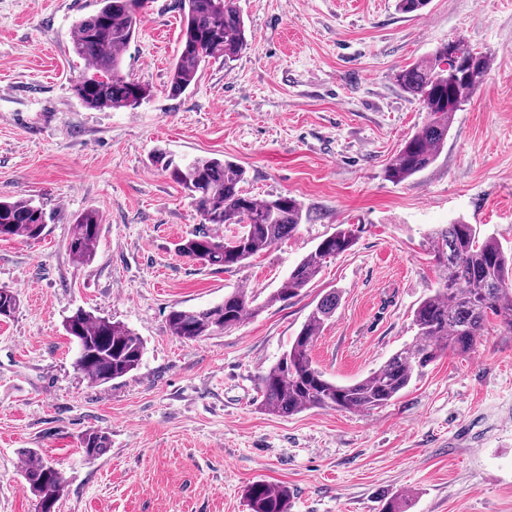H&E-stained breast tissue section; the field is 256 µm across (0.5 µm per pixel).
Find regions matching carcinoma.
<instances>
[{
	"label": "carcinoma",
	"mask_w": 512,
	"mask_h": 512,
	"mask_svg": "<svg viewBox=\"0 0 512 512\" xmlns=\"http://www.w3.org/2000/svg\"><path fill=\"white\" fill-rule=\"evenodd\" d=\"M145 0H99L93 14L80 19L72 38L75 56L100 75L73 81L72 94L92 109H134L150 96L148 85L124 71L123 54L134 39ZM183 22L180 45L166 84L168 94H183L205 65L223 60L229 65L248 44L245 21L235 0H181ZM468 65L448 64V43L429 55L397 69L396 84L426 112L424 125L407 138L385 168L387 178L400 183L434 165L448 141L456 112L484 84L489 58L459 39ZM152 164L178 184L202 223L239 224L230 239L199 231L177 244L180 255L218 269L244 265L291 236L303 217L302 203L288 195L256 197L243 188L245 172L218 158L195 157L177 162L166 152L154 154ZM51 221L46 210L27 198H0V237L38 239ZM102 219L87 211L71 225L67 251L76 262H88L100 243ZM354 245L350 229H339L322 239L265 299L249 288H236L224 300L203 309H172L167 325L172 335L186 341L211 336L241 324L271 304L299 296L321 271L323 263ZM429 246L442 271L440 287L413 310L415 339L395 352L366 377L349 384L328 380L310 352L325 323L336 313L338 295L331 292L310 311L282 357L258 378L261 407L289 417L319 408L349 412L383 407L398 398L414 376L447 352H470L494 318L512 333V252L478 225L456 220L432 233ZM19 307L11 288H0V318ZM77 343L75 368L92 384L123 378L136 370L144 343L120 322L79 309L64 324ZM111 447L110 435L91 428L81 438L86 458L94 460ZM23 477L39 512H56L65 485L62 471L49 464L36 448L24 451ZM249 512H288V487L259 480L247 490Z\"/></svg>",
	"instance_id": "1"
}]
</instances>
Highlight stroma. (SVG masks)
Instances as JSON below:
<instances>
[{
  "instance_id": "35a3bbf8",
  "label": "stroma",
  "mask_w": 512,
  "mask_h": 512,
  "mask_svg": "<svg viewBox=\"0 0 512 512\" xmlns=\"http://www.w3.org/2000/svg\"><path fill=\"white\" fill-rule=\"evenodd\" d=\"M249 44L169 96L179 0H147L124 54L149 85L134 109L96 110L73 95L85 69L75 20L97 0H0V198L42 202L55 220L37 240L0 238V287L18 310L0 322V512H36L23 452L39 449L66 483L58 512H248L258 480L287 486L288 512H512V333L489 325L390 405L370 412L264 413L258 377L330 291L336 314L311 357L350 383L414 337L412 312L441 281L427 239L457 219L512 247V0H237ZM464 38L490 59L435 164L405 182L385 168L426 119L394 82L398 67ZM218 157L247 192L302 201L291 238L243 267H205L176 243L201 228L189 198L151 163ZM94 210L93 260L67 251L76 216ZM354 246L301 295L224 333L172 336V309L221 302L239 287L268 295L339 226ZM145 342L139 367L102 385L73 368L63 324L77 309ZM98 428L109 450L86 459ZM111 446L110 435L96 428L88 429L81 438V449L89 460L97 459Z\"/></svg>"
}]
</instances>
